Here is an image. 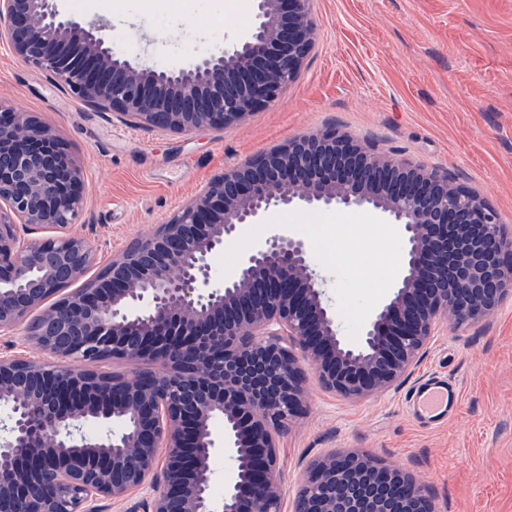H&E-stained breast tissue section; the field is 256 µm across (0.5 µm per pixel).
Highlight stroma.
<instances>
[{"instance_id":"obj_1","label":"stroma","mask_w":512,"mask_h":512,"mask_svg":"<svg viewBox=\"0 0 512 512\" xmlns=\"http://www.w3.org/2000/svg\"><path fill=\"white\" fill-rule=\"evenodd\" d=\"M86 21L110 22L116 51L146 66L187 65L254 21L253 0H59ZM316 41L295 81L237 125L166 133L108 121L0 43V100L36 115L69 145L81 172L82 231L96 268L152 233L225 168L289 139L335 129L475 191L512 229V0H313ZM305 240L317 269L334 262L328 294L344 337L358 343L368 313L401 270L380 276L400 238L363 209L273 210L272 225ZM442 374L461 405L440 423L419 421L406 398ZM358 450L407 470L439 512H512V297L488 319L441 328L412 376L352 401L306 373L305 411L279 439L285 512L310 460Z\"/></svg>"}]
</instances>
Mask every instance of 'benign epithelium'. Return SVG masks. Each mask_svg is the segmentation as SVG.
Instances as JSON below:
<instances>
[{"label":"benign epithelium","mask_w":512,"mask_h":512,"mask_svg":"<svg viewBox=\"0 0 512 512\" xmlns=\"http://www.w3.org/2000/svg\"><path fill=\"white\" fill-rule=\"evenodd\" d=\"M108 29L57 0H0V41L23 63L95 112L176 133L221 130L277 99L317 24L311 0H255L246 34L178 69L115 52ZM296 207L366 209L402 233L403 275L357 345L306 242L285 228L232 275H213L241 225ZM81 211L67 143L0 102V335L20 331L55 359L0 354V501L26 512H96L132 489L149 496L130 512H281L278 438L303 411L301 362L344 398L381 394L413 374L440 321L486 319L512 296V231L480 195L334 129L224 170L93 278L92 247L74 229ZM108 359L159 367L94 370ZM220 449L231 468L216 499ZM293 512L437 510L411 473L340 451L308 462Z\"/></svg>","instance_id":"1"}]
</instances>
